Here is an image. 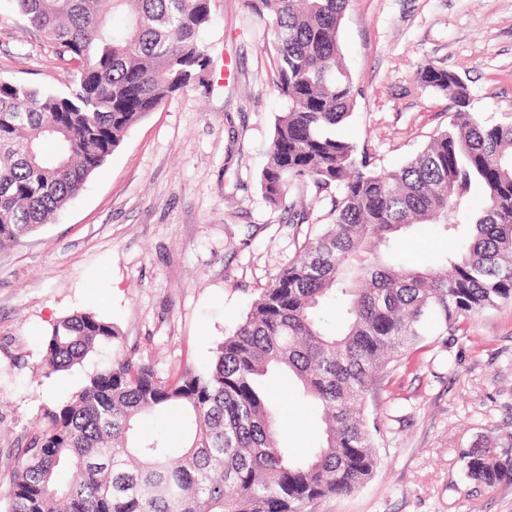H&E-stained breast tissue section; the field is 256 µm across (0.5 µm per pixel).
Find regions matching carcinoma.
Masks as SVG:
<instances>
[{
	"label": "carcinoma",
	"instance_id": "1",
	"mask_svg": "<svg viewBox=\"0 0 512 512\" xmlns=\"http://www.w3.org/2000/svg\"><path fill=\"white\" fill-rule=\"evenodd\" d=\"M70 75L63 93L0 77V246L61 212L125 133L201 80L211 0H13ZM349 0H245L272 31L276 116L259 185L276 209L311 189L331 222L262 288L210 367L162 374L119 356L44 409L17 449L7 512H304L352 493L376 470L362 406L407 351L512 303V113L473 111L468 87L428 64L422 84L448 99V128L394 170L338 134L355 84L339 29ZM124 16L122 27L114 15ZM416 224L456 232L438 272L398 259ZM340 299L338 324L324 305ZM119 338L92 313L60 319L44 366L67 371ZM294 380L319 412L317 445H283L271 386ZM183 415L158 435L142 416ZM476 488L512 482V435L469 449Z\"/></svg>",
	"mask_w": 512,
	"mask_h": 512
}]
</instances>
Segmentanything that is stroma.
I'll list each match as a JSON object with an SVG mask.
<instances>
[{
  "instance_id": "obj_1",
  "label": "stroma",
  "mask_w": 512,
  "mask_h": 512,
  "mask_svg": "<svg viewBox=\"0 0 512 512\" xmlns=\"http://www.w3.org/2000/svg\"><path fill=\"white\" fill-rule=\"evenodd\" d=\"M204 40L213 59L193 84L149 113L49 224L0 248V512L15 453L46 405L123 354L162 373L205 370L260 288L310 232L265 202L258 177L285 103L271 80L273 36L243 0H212ZM339 39L356 104L342 136L393 170L448 125V101L425 89L427 63L457 72L474 111L512 113V0H350ZM0 76L65 92L50 48L0 0ZM460 245L419 224L400 256L436 268ZM89 312L120 339L65 373L43 365L57 320ZM317 433L300 390L275 403ZM378 465L348 495L306 512H512V482L474 490L462 455L512 433V305L475 316L397 367L367 398Z\"/></svg>"
}]
</instances>
